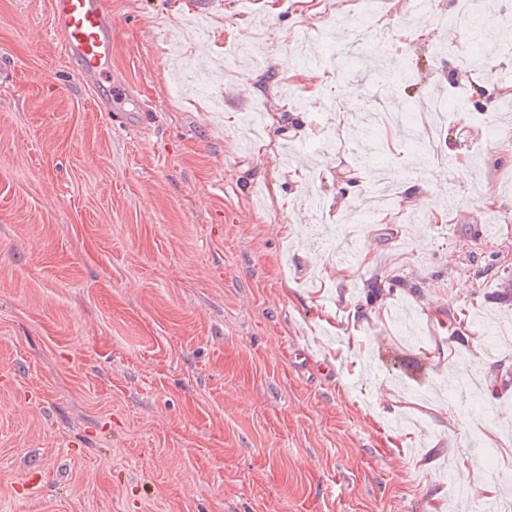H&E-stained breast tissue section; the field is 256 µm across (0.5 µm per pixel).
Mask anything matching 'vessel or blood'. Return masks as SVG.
<instances>
[{"label": "vessel or blood", "mask_w": 512, "mask_h": 512, "mask_svg": "<svg viewBox=\"0 0 512 512\" xmlns=\"http://www.w3.org/2000/svg\"><path fill=\"white\" fill-rule=\"evenodd\" d=\"M51 11L53 36L74 76L96 88L99 109L114 125L128 127L124 105L132 93L105 72L112 60L114 22L108 0H51Z\"/></svg>", "instance_id": "1"}]
</instances>
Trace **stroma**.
<instances>
[{
	"mask_svg": "<svg viewBox=\"0 0 512 512\" xmlns=\"http://www.w3.org/2000/svg\"><path fill=\"white\" fill-rule=\"evenodd\" d=\"M322 2L111 0L131 131L50 0H0V512H482L512 476V53L460 0L424 39Z\"/></svg>",
	"mask_w": 512,
	"mask_h": 512,
	"instance_id": "obj_1",
	"label": "stroma"
}]
</instances>
